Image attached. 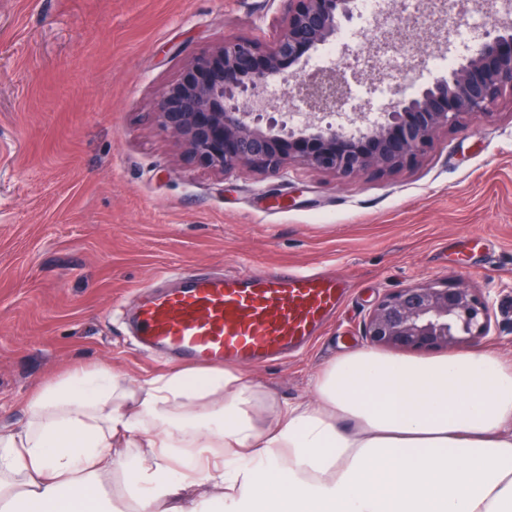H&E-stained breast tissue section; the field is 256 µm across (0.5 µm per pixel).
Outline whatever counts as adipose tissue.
<instances>
[{
	"label": "adipose tissue",
	"mask_w": 512,
	"mask_h": 512,
	"mask_svg": "<svg viewBox=\"0 0 512 512\" xmlns=\"http://www.w3.org/2000/svg\"><path fill=\"white\" fill-rule=\"evenodd\" d=\"M316 399L233 367L130 384L79 369L0 427V512H512V367L488 351H352Z\"/></svg>",
	"instance_id": "1"
}]
</instances>
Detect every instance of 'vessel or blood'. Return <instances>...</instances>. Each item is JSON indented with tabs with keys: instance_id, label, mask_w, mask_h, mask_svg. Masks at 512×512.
Returning <instances> with one entry per match:
<instances>
[{
	"instance_id": "1",
	"label": "vessel or blood",
	"mask_w": 512,
	"mask_h": 512,
	"mask_svg": "<svg viewBox=\"0 0 512 512\" xmlns=\"http://www.w3.org/2000/svg\"><path fill=\"white\" fill-rule=\"evenodd\" d=\"M347 282L318 271L183 272L148 294L133 322L139 344L196 365L262 364L311 340L343 303Z\"/></svg>"
}]
</instances>
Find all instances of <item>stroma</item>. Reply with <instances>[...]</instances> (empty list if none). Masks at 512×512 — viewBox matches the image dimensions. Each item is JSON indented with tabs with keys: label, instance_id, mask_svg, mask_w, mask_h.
Returning <instances> with one entry per match:
<instances>
[{
	"label": "stroma",
	"instance_id": "stroma-1",
	"mask_svg": "<svg viewBox=\"0 0 512 512\" xmlns=\"http://www.w3.org/2000/svg\"><path fill=\"white\" fill-rule=\"evenodd\" d=\"M280 0H0V425L75 369L129 381L174 369L138 347L128 313L173 275L293 266L349 280L312 346L246 367L281 402H311L336 355L367 347L387 290L469 281L493 327L478 349L512 366V100L443 131L417 163L340 180L296 164L283 179L187 163L154 104L188 60L228 40L270 41ZM479 46L405 42L409 78Z\"/></svg>",
	"mask_w": 512,
	"mask_h": 512
}]
</instances>
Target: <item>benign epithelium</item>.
Masks as SVG:
<instances>
[{"mask_svg":"<svg viewBox=\"0 0 512 512\" xmlns=\"http://www.w3.org/2000/svg\"><path fill=\"white\" fill-rule=\"evenodd\" d=\"M283 24L272 44L226 41L195 56L181 77L158 96V131L177 139L184 159L222 175L251 167L270 178L288 174L293 162L340 178L394 173L415 163L437 133L464 131L465 121L494 113L512 97V0H501L500 26L484 33L464 62L426 84L413 96L382 107L381 118L364 123L370 100L349 103L344 79L334 69L307 70L308 53L336 40L356 0H281ZM442 17L413 22L419 37L439 35ZM373 56L404 40L406 31L379 26ZM288 85V108L269 105L266 93ZM307 111L299 127L285 117L295 104ZM349 109L347 123L325 125L328 112ZM491 304L470 283L431 282L386 293L369 312L364 335L381 349L456 350L491 332Z\"/></svg>","mask_w":512,"mask_h":512,"instance_id":"obj_1","label":"benign epithelium"}]
</instances>
